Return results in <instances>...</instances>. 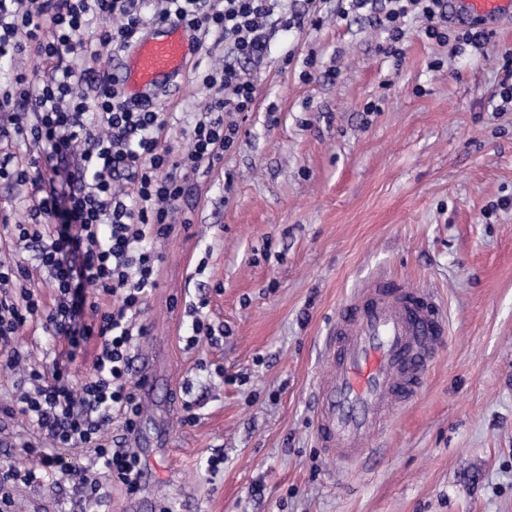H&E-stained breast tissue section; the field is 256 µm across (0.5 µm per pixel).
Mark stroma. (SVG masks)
Instances as JSON below:
<instances>
[{
    "mask_svg": "<svg viewBox=\"0 0 512 512\" xmlns=\"http://www.w3.org/2000/svg\"><path fill=\"white\" fill-rule=\"evenodd\" d=\"M338 6L277 0L255 109L186 198L191 224L157 243L135 452L137 496L160 512H512V106L497 96L512 21L478 51L407 19L396 60L369 11ZM311 7L319 26L283 30ZM223 57L192 55L157 105L200 111L197 75ZM379 274L434 294L448 334L380 447L346 466L317 444L314 390L341 303ZM203 297L222 336L190 349Z\"/></svg>",
    "mask_w": 512,
    "mask_h": 512,
    "instance_id": "1",
    "label": "stroma"
}]
</instances>
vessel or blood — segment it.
Wrapping results in <instances>:
<instances>
[{
	"mask_svg": "<svg viewBox=\"0 0 512 512\" xmlns=\"http://www.w3.org/2000/svg\"><path fill=\"white\" fill-rule=\"evenodd\" d=\"M452 14L512 19V0H450ZM191 44L180 24L153 25L127 50L117 74L128 99L167 91L184 74ZM447 324L430 294L391 277L357 288L341 305L323 349L316 436L328 455L350 460L371 447L396 409L421 390Z\"/></svg>",
	"mask_w": 512,
	"mask_h": 512,
	"instance_id": "b4317fda",
	"label": "vessel or blood"
}]
</instances>
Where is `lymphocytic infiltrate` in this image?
<instances>
[{
    "instance_id": "obj_1",
    "label": "lymphocytic infiltrate",
    "mask_w": 512,
    "mask_h": 512,
    "mask_svg": "<svg viewBox=\"0 0 512 512\" xmlns=\"http://www.w3.org/2000/svg\"><path fill=\"white\" fill-rule=\"evenodd\" d=\"M275 0H0V57L32 54L51 61L44 79L14 69L0 93V179L31 186L23 200L27 220L0 225V243L36 249L50 275L45 302L25 265L0 262V349L22 375L0 415L22 417L38 436L25 442L26 462L0 468V512H15L19 485L40 487L65 472L75 505L98 502L105 486L137 492L143 470L129 447L140 416L134 377L138 345L149 334L142 321L163 261L153 242L174 229L175 215L195 177L224 158L238 133L236 115L253 111L256 84L239 60H263ZM382 52L402 57V23L426 22L427 39L480 48L482 30L449 36L444 0H388ZM175 21L196 48L216 33L224 63L202 81L212 91L203 112L185 130L189 148L173 152L163 140L167 113L129 102L114 74L97 67L99 50L120 56L150 24ZM41 145V161H23L20 145ZM41 321L58 357L52 369L27 363L14 345L32 321ZM96 339L89 373L70 382L66 360L80 340ZM123 438L106 440L114 420ZM64 448L90 452L84 467L65 466Z\"/></svg>"
}]
</instances>
